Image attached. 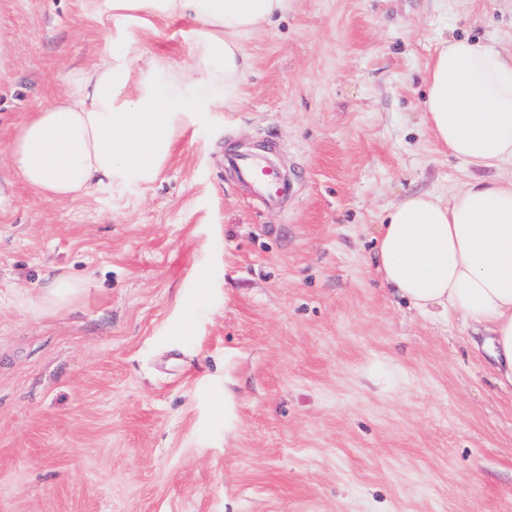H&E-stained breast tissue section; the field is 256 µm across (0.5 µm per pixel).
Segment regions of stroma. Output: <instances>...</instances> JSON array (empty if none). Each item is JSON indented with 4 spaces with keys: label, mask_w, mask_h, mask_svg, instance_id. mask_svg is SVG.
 <instances>
[{
    "label": "stroma",
    "mask_w": 512,
    "mask_h": 512,
    "mask_svg": "<svg viewBox=\"0 0 512 512\" xmlns=\"http://www.w3.org/2000/svg\"><path fill=\"white\" fill-rule=\"evenodd\" d=\"M200 30L0 0V512H512V387L375 264L390 204L474 177L424 78L445 37L512 52V0H295L241 105L192 112L154 183L21 181L16 125L81 68L134 42L187 70ZM252 152L280 205L225 167ZM59 274L86 280L78 312L45 304Z\"/></svg>",
    "instance_id": "stroma-1"
}]
</instances>
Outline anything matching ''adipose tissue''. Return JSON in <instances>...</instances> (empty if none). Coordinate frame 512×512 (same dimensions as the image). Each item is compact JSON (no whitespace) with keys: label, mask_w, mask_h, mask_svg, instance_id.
I'll return each mask as SVG.
<instances>
[{"label":"adipose tissue","mask_w":512,"mask_h":512,"mask_svg":"<svg viewBox=\"0 0 512 512\" xmlns=\"http://www.w3.org/2000/svg\"><path fill=\"white\" fill-rule=\"evenodd\" d=\"M116 11L198 21L196 75L128 45L104 55L71 88L18 127L10 161L48 201L102 186L153 182L190 121L188 101H240L252 66L248 39L292 0H112ZM431 134L466 165L512 162V54L466 38L440 40L426 71ZM383 280L423 313L455 311L483 327L502 382L512 385V178H476L452 199L427 192L390 206L378 240Z\"/></svg>","instance_id":"1"}]
</instances>
